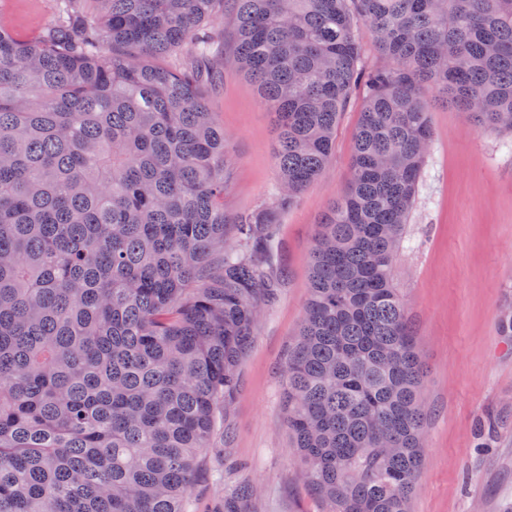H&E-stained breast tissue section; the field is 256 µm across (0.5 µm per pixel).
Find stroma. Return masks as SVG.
Returning a JSON list of instances; mask_svg holds the SVG:
<instances>
[{"label": "stroma", "instance_id": "1", "mask_svg": "<svg viewBox=\"0 0 512 512\" xmlns=\"http://www.w3.org/2000/svg\"><path fill=\"white\" fill-rule=\"evenodd\" d=\"M57 0H0V28L38 38ZM209 105L230 143L224 209L269 203L276 182L273 119L239 69L224 71ZM362 95L342 112L325 175L278 220L275 262L283 276L240 365L226 415L229 439H216L191 490L197 512H222L239 487L252 488L243 512H322L290 447L281 408L288 342L309 295L308 254L318 220L344 187ZM425 175L395 268L426 367L430 412L413 512H512V342L497 316L512 307V136L475 129L466 113L430 110Z\"/></svg>", "mask_w": 512, "mask_h": 512}]
</instances>
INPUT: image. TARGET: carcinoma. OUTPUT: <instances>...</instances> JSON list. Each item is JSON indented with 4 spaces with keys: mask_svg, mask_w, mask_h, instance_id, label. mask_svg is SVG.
Listing matches in <instances>:
<instances>
[{
    "mask_svg": "<svg viewBox=\"0 0 512 512\" xmlns=\"http://www.w3.org/2000/svg\"><path fill=\"white\" fill-rule=\"evenodd\" d=\"M232 23L273 114L277 186L224 211L231 158L199 82ZM384 59L361 65L359 24ZM284 366V424L324 512H410L425 368L394 267L431 106L512 133V0H60L0 29V512H187L262 312L275 216L326 172ZM56 11L57 0H0V27L19 39H36Z\"/></svg>",
    "mask_w": 512,
    "mask_h": 512,
    "instance_id": "carcinoma-1",
    "label": "carcinoma"
}]
</instances>
